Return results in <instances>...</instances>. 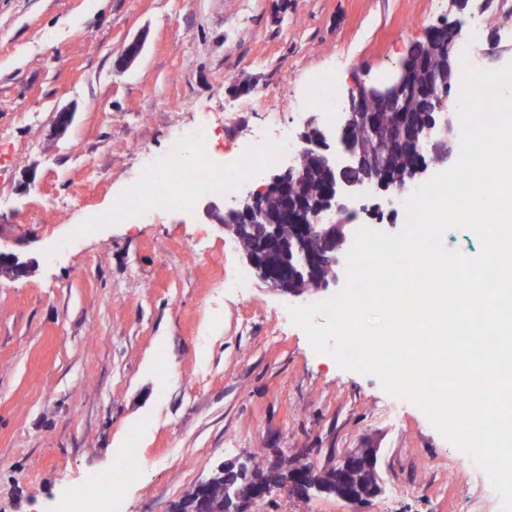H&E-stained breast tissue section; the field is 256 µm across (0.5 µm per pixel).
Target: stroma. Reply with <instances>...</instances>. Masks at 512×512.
Segmentation results:
<instances>
[{
    "label": "stroma",
    "mask_w": 512,
    "mask_h": 512,
    "mask_svg": "<svg viewBox=\"0 0 512 512\" xmlns=\"http://www.w3.org/2000/svg\"><path fill=\"white\" fill-rule=\"evenodd\" d=\"M448 0H0V512H59L137 435L138 479L110 512H167L220 462L336 465L378 450L385 492L367 512H501L465 452L410 400L315 352L296 298L251 279L202 203L145 224L102 222L145 177L144 153L213 123L225 163L254 125L305 130L310 77L342 89L392 70ZM485 70L512 63V0H490ZM143 42L118 69L126 45ZM75 110L56 135L57 110ZM95 183L84 181L87 171ZM33 177L22 190L25 177ZM75 224L89 225L83 236ZM256 512H352L282 490ZM31 267L32 261L0 249V275L5 273L14 278L24 277L30 273Z\"/></svg>",
    "instance_id": "1"
}]
</instances>
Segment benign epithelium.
<instances>
[{
  "instance_id": "7a95c632",
  "label": "benign epithelium",
  "mask_w": 512,
  "mask_h": 512,
  "mask_svg": "<svg viewBox=\"0 0 512 512\" xmlns=\"http://www.w3.org/2000/svg\"><path fill=\"white\" fill-rule=\"evenodd\" d=\"M451 6L459 13L481 12L488 0H449ZM424 56L421 44L412 45L396 68L387 76L375 81H358L348 87L342 95V106L336 112V122L326 123L319 114L310 115L306 128H313L317 138L309 140L301 137V151L311 155L332 174V181L327 193L326 203L316 208H305L297 201L283 196L281 211L284 215L298 212L301 223L299 234L295 239V257L298 263L312 270L321 259V250L317 245L326 246L330 259L336 265V278L317 282L308 289L295 288L288 281L290 266L283 264L281 269L271 266L266 256L278 251L279 242L276 226L269 223V216L263 205L266 195L276 186L288 180H301V173L296 167V156L285 158L282 164L269 177L267 184L252 189L248 186L229 200L208 201L204 210L223 225L231 238L238 239L242 225L226 224L224 217L239 214L253 227L260 230L262 237L258 242V252L245 254L246 261L255 275L269 283L272 289L289 296L299 297L328 290L336 286L339 278L346 275L345 255L348 246L336 247V222L345 220L350 224L357 216V211L364 210L361 205L365 193L369 190L379 191L384 188L382 175L363 167L362 157L351 147L340 148L336 145L341 132L348 129L357 119L363 117L373 123L371 114L364 111L368 102H378L391 112H398L404 101L417 96L427 100V107L434 114L430 123L414 128L413 134L423 147L429 148L436 157L435 163L423 166L409 177L412 186L421 184L434 174L448 169L453 158L448 151V131L454 128V112L445 104L447 98L449 74L438 72L429 86H418L413 82V72L422 63ZM75 110L62 109L55 113L53 124L58 134H65L71 127ZM32 262L20 256L0 250V275L8 274L14 278L24 277L31 271ZM362 465L372 472H377V449L358 448L344 456L338 464L329 468L336 479L342 481L355 466ZM288 489V492L302 497H311L321 493L319 470L308 463H296L288 468V481L281 483L270 480L254 488H244L233 493L236 501L234 512H253L252 507L272 494ZM384 492L383 486L375 485L367 495H357L348 491L339 493L336 498L356 504L368 505Z\"/></svg>"
}]
</instances>
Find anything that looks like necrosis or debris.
Masks as SVG:
<instances>
[{
  "mask_svg": "<svg viewBox=\"0 0 512 512\" xmlns=\"http://www.w3.org/2000/svg\"><path fill=\"white\" fill-rule=\"evenodd\" d=\"M210 139L209 126L178 127L168 152L148 160L147 181L124 204L111 208L108 220L141 224L150 212L179 209L207 194L234 197L284 156L300 149L289 131L269 134L261 130L252 141L239 144L234 164L225 166L211 155ZM123 487V481L100 475L89 488L66 500L61 512H103Z\"/></svg>",
  "mask_w": 512,
  "mask_h": 512,
  "instance_id": "1",
  "label": "necrosis or debris"
}]
</instances>
